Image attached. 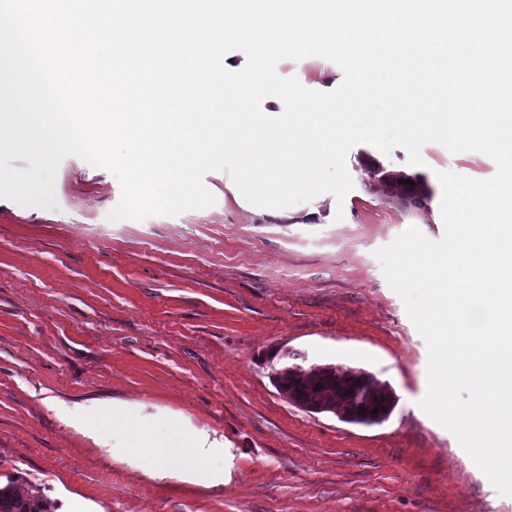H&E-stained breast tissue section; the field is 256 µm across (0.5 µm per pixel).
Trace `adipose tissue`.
<instances>
[{"label":"adipose tissue","instance_id":"adipose-tissue-1","mask_svg":"<svg viewBox=\"0 0 512 512\" xmlns=\"http://www.w3.org/2000/svg\"><path fill=\"white\" fill-rule=\"evenodd\" d=\"M128 445L150 452L153 457H172L190 468H197L199 451L207 447L205 438L189 433L178 417H168L163 425L149 422L137 424L128 436Z\"/></svg>","mask_w":512,"mask_h":512}]
</instances>
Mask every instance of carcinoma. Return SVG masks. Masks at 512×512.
<instances>
[{
    "instance_id": "carcinoma-1",
    "label": "carcinoma",
    "mask_w": 512,
    "mask_h": 512,
    "mask_svg": "<svg viewBox=\"0 0 512 512\" xmlns=\"http://www.w3.org/2000/svg\"><path fill=\"white\" fill-rule=\"evenodd\" d=\"M380 183L386 199H397L405 208L421 209L433 194L424 177L403 171L383 173ZM284 358L275 388L286 391L288 400L301 408L319 399L334 401L348 422L373 425L386 420L395 407L390 388L367 371L331 363L304 365L295 352L284 353ZM0 512H51V503L41 495H27L10 479L0 485Z\"/></svg>"
}]
</instances>
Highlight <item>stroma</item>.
Segmentation results:
<instances>
[{
    "mask_svg": "<svg viewBox=\"0 0 512 512\" xmlns=\"http://www.w3.org/2000/svg\"><path fill=\"white\" fill-rule=\"evenodd\" d=\"M279 67L311 90L343 80L320 57ZM421 157L357 144L344 202L278 224L225 201L220 171L203 177L211 207L108 221L120 182L76 156L58 167L56 208L0 199V482L54 512H512L421 410L427 345L374 255L412 225L443 237L438 172L487 179L496 164L435 142ZM372 160L424 176L427 208L373 190ZM288 351L374 374L391 415L365 426L288 401L270 380ZM116 402L216 439L209 470L182 479L135 456Z\"/></svg>",
    "mask_w": 512,
    "mask_h": 512,
    "instance_id": "stroma-1",
    "label": "stroma"
}]
</instances>
